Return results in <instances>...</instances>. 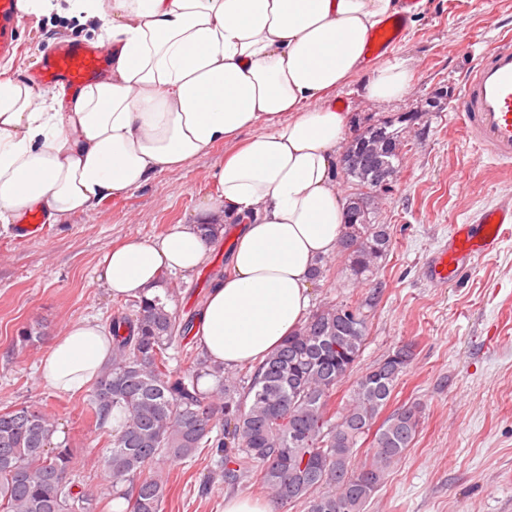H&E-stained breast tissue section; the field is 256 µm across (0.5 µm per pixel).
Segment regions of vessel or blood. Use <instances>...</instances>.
<instances>
[{"instance_id": "vessel-or-blood-1", "label": "vessel or blood", "mask_w": 512, "mask_h": 512, "mask_svg": "<svg viewBox=\"0 0 512 512\" xmlns=\"http://www.w3.org/2000/svg\"><path fill=\"white\" fill-rule=\"evenodd\" d=\"M420 0H400L399 12L373 30L366 43L367 53H385L403 37L408 18ZM21 36L18 0H0V58L17 50ZM112 58L108 43L90 44L78 39H59L43 55L31 79L42 85L62 86L80 93L95 83ZM456 112L463 120L467 136L486 159L505 168L512 167V37L500 38L461 81ZM40 209L25 211L14 225L16 238L28 239L43 231ZM512 225V207L482 210L475 221L457 225L450 247L441 249L433 260L437 283L458 278L465 261L493 251Z\"/></svg>"}]
</instances>
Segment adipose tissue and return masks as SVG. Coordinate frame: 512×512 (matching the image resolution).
<instances>
[{
	"label": "adipose tissue",
	"instance_id": "adipose-tissue-1",
	"mask_svg": "<svg viewBox=\"0 0 512 512\" xmlns=\"http://www.w3.org/2000/svg\"><path fill=\"white\" fill-rule=\"evenodd\" d=\"M66 2L72 16L101 20L112 66L78 96L48 102L0 70V223L36 205L59 223L249 132L214 171L217 192L197 218L107 250L98 278L113 298H152L163 272L188 276L209 261L217 243L200 223L237 225L193 336L226 370L262 360L304 320L311 270L344 230L334 164L349 115L332 93L363 71L375 102L411 86L406 60L371 67L364 55L397 0ZM111 355L107 327L69 322L41 358L39 381L82 391Z\"/></svg>",
	"mask_w": 512,
	"mask_h": 512
}]
</instances>
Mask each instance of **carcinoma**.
I'll use <instances>...</instances> for the list:
<instances>
[{"label": "carcinoma", "mask_w": 512, "mask_h": 512, "mask_svg": "<svg viewBox=\"0 0 512 512\" xmlns=\"http://www.w3.org/2000/svg\"><path fill=\"white\" fill-rule=\"evenodd\" d=\"M398 133L373 126L344 158L345 174L367 189L346 206L338 243L349 279L372 275L391 250L390 225L370 219V199L390 185L400 163ZM164 296L114 311L112 358L94 384L91 411L110 443L97 460L103 480L127 500L126 512H164L168 477L161 459L208 461L207 481L253 482L277 503L303 512H366L389 469L412 447L423 408L383 415L413 360L402 345L338 388L357 366L367 335L362 305L340 302L308 316L240 377L188 349L193 318L178 317ZM187 366L176 368L177 359ZM214 380L203 391L199 381ZM57 418L19 405L0 412V512H87L90 495L71 478ZM371 455L356 467L363 445Z\"/></svg>", "instance_id": "carcinoma-1"}]
</instances>
